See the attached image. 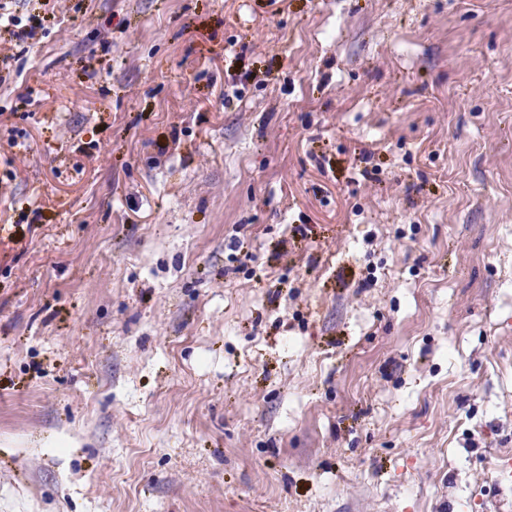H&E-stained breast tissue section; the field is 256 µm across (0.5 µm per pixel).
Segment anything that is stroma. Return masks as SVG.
I'll return each instance as SVG.
<instances>
[{
    "label": "stroma",
    "mask_w": 512,
    "mask_h": 512,
    "mask_svg": "<svg viewBox=\"0 0 512 512\" xmlns=\"http://www.w3.org/2000/svg\"><path fill=\"white\" fill-rule=\"evenodd\" d=\"M0 512H512V0H9Z\"/></svg>",
    "instance_id": "obj_1"
}]
</instances>
